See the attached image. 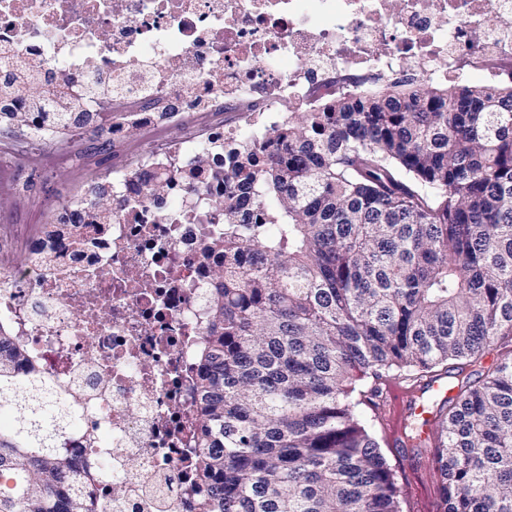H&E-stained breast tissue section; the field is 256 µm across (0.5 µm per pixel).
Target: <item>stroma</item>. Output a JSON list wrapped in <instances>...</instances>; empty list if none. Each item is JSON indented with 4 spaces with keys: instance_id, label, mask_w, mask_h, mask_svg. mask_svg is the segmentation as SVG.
I'll list each match as a JSON object with an SVG mask.
<instances>
[{
    "instance_id": "stroma-1",
    "label": "stroma",
    "mask_w": 512,
    "mask_h": 512,
    "mask_svg": "<svg viewBox=\"0 0 512 512\" xmlns=\"http://www.w3.org/2000/svg\"><path fill=\"white\" fill-rule=\"evenodd\" d=\"M156 138L132 127L123 150L116 151L89 128L44 145L35 156L20 158V166L38 167L40 177L31 187L0 188V223L24 227L49 223L52 209L63 207L71 195L94 180L111 178L115 165L150 154ZM375 414L374 430L394 470L402 512H441L439 481L432 468V442L416 448L407 440L393 441L387 407L376 409Z\"/></svg>"
}]
</instances>
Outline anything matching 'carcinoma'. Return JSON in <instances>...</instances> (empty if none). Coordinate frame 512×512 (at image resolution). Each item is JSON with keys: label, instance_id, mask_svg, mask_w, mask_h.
<instances>
[{"label": "carcinoma", "instance_id": "carcinoma-1", "mask_svg": "<svg viewBox=\"0 0 512 512\" xmlns=\"http://www.w3.org/2000/svg\"><path fill=\"white\" fill-rule=\"evenodd\" d=\"M33 72L0 75V123L69 134ZM19 96L28 111L8 101ZM224 146L223 252L194 398L197 512H401L363 407L389 372L410 386L512 339V86L360 92ZM112 223V183L91 186ZM0 335V512H104L65 442L80 417L57 383L19 374ZM433 433L442 512H512V349L458 381Z\"/></svg>", "mask_w": 512, "mask_h": 512}]
</instances>
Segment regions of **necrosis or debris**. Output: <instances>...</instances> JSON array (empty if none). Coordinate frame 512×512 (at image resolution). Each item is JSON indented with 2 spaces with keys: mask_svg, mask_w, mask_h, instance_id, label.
<instances>
[{
  "mask_svg": "<svg viewBox=\"0 0 512 512\" xmlns=\"http://www.w3.org/2000/svg\"><path fill=\"white\" fill-rule=\"evenodd\" d=\"M34 65L83 112L187 135L116 171L112 221L71 206L17 237L0 224V334L81 407L67 446L107 512H193L192 395L224 184L182 179L206 148L257 138L291 107L353 91L512 81V0H0V72ZM166 182L162 197L149 188ZM23 248L25 264L12 253Z\"/></svg>",
  "mask_w": 512,
  "mask_h": 512,
  "instance_id": "obj_1",
  "label": "necrosis or debris"
}]
</instances>
